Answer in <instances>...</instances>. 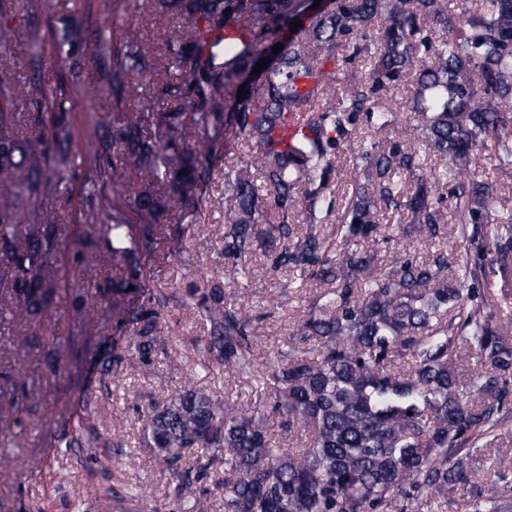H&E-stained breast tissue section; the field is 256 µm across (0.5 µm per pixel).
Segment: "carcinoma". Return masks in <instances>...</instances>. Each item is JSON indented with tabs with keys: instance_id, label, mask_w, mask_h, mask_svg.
Returning <instances> with one entry per match:
<instances>
[{
	"instance_id": "cac0c4a2",
	"label": "carcinoma",
	"mask_w": 512,
	"mask_h": 512,
	"mask_svg": "<svg viewBox=\"0 0 512 512\" xmlns=\"http://www.w3.org/2000/svg\"><path fill=\"white\" fill-rule=\"evenodd\" d=\"M134 2L179 19L161 33L160 63L85 9L54 16L42 0H26L27 20L46 27L67 70L49 81L0 63V187L9 198L0 205V284L10 288L12 319L39 321L53 304L62 220L40 204L79 167L87 230L73 262L112 259L115 273L96 292L124 305L126 336L101 374L151 367L164 310L176 302L208 329L185 355L192 372L253 380L284 417L273 430L265 415L192 383L139 411L141 443L159 469L185 488L218 475L224 512H405L426 497L446 503L461 487L469 512H509L478 456L479 442L512 421L498 387L512 374V341L492 324L481 288L487 270L512 269V210L470 167L489 138L500 165L512 167V0H485L475 17L448 0H327L320 9L306 0ZM293 21L302 26L285 41ZM262 58L266 69L253 73ZM89 59L105 64L99 82L115 117L110 135L74 153L66 104L83 91ZM353 64L360 75L341 80ZM408 77L415 116L402 126L392 102ZM44 112L50 142L21 137ZM354 145L332 254L316 233L295 232L294 220L318 224L331 210L335 159ZM217 158L229 210L224 195L202 190ZM125 182L139 187L135 196L111 201ZM446 204L468 243L453 277L442 248L387 271L375 265L364 243L381 235L379 213L400 211L433 238ZM221 208L220 255L234 276L248 278L245 262L260 251L271 269L319 283L297 343L262 369L249 310L228 302L223 275L192 271L170 291L147 287L159 226ZM470 356L483 370L463 380L455 364ZM299 431L304 446L281 445ZM62 443L104 478L110 457L100 449L122 446L81 417Z\"/></svg>"
}]
</instances>
